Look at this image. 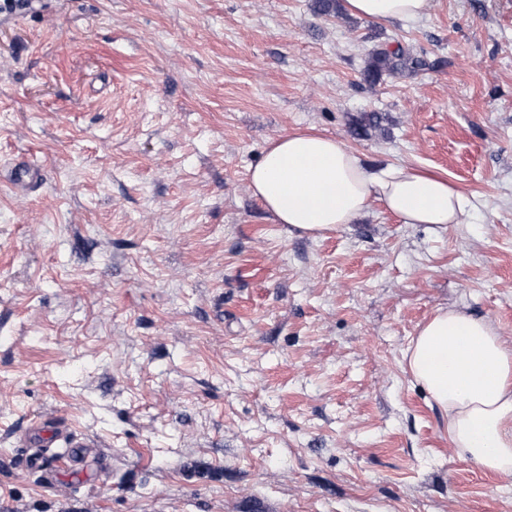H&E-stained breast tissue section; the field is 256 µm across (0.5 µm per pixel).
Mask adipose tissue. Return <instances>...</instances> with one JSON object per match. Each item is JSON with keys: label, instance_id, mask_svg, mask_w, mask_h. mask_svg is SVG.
<instances>
[{"label": "adipose tissue", "instance_id": "obj_1", "mask_svg": "<svg viewBox=\"0 0 512 512\" xmlns=\"http://www.w3.org/2000/svg\"><path fill=\"white\" fill-rule=\"evenodd\" d=\"M378 23L430 15L433 0H344ZM249 189L277 223L315 237L355 223L379 203L404 224H467V197L447 177L410 165L370 170L344 141L314 130L271 141L248 176ZM411 375L448 417L449 455L512 477V345L494 323L440 308L404 354Z\"/></svg>", "mask_w": 512, "mask_h": 512}]
</instances>
